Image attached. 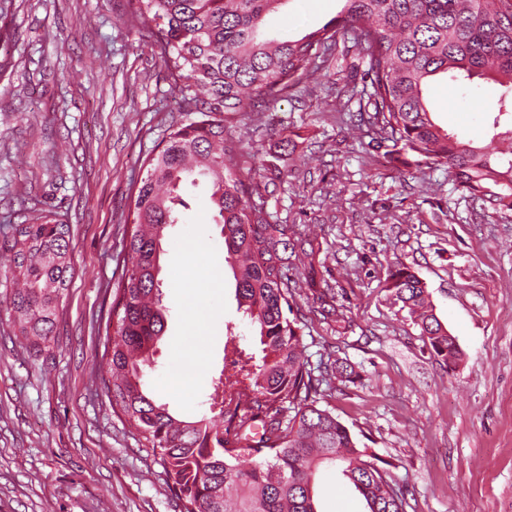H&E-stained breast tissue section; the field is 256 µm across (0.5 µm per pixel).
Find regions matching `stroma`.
<instances>
[{
	"mask_svg": "<svg viewBox=\"0 0 512 512\" xmlns=\"http://www.w3.org/2000/svg\"><path fill=\"white\" fill-rule=\"evenodd\" d=\"M341 0H288L268 17L282 37L336 17ZM361 75L329 69L312 92L247 108L233 134L244 152L277 156L281 176L268 210L304 224L321 247L320 279L335 289L351 327L336 332L315 294L296 295L310 365L342 358L362 375L321 385L320 408L359 447L393 462L410 492L405 512H512V215L455 190L444 170L395 161L354 139L336 112L344 85ZM484 79H435L436 122L487 145L493 115ZM181 96L128 0H14L0 17V248L35 209L70 227L73 279L48 347L16 334L0 304V512H180L158 457L114 413L103 385L106 324L123 271L130 194L179 111ZM294 151L282 155V139ZM189 207L170 226L161 256L166 331L147 387L176 415L207 413L224 343L255 346L235 300L224 239L205 185H186ZM403 265L424 280L461 358L433 357L385 288ZM199 378L171 386L183 357ZM319 512H366L334 469L316 481Z\"/></svg>",
	"mask_w": 512,
	"mask_h": 512,
	"instance_id": "obj_1",
	"label": "stroma"
}]
</instances>
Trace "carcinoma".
Segmentation results:
<instances>
[{
  "label": "carcinoma",
  "instance_id": "1",
  "mask_svg": "<svg viewBox=\"0 0 512 512\" xmlns=\"http://www.w3.org/2000/svg\"><path fill=\"white\" fill-rule=\"evenodd\" d=\"M284 0H132V18L151 28L174 81L184 83L183 107L202 119L172 126L131 196L123 273L115 289L114 333L104 355V385L112 408L139 432L145 451L160 458L182 512H318L316 474L340 466L369 512H404L405 486L381 459L357 446L349 429L316 406L323 381L360 378L336 360L320 371L301 350V318L293 312L299 263L304 284L317 287L320 247L302 224H273L268 196L251 200L253 181L272 170L259 153L233 145L230 124L251 104L275 101L344 54L351 43L368 83L351 128L360 137L393 143L416 165L442 168L468 197L512 211V142L503 155L462 142L437 125L425 87L436 76L486 79L505 88L495 112L512 115V0H344L341 12L299 39L261 36L268 14ZM207 179L224 261L236 280L239 307L258 332L263 356L235 342V357L213 379L208 413L183 420L145 385L166 327L160 256L168 227L187 208L182 189ZM69 226L33 210L12 226L16 287L5 293L19 336L46 347L74 269ZM393 303L420 329L430 353L444 363L460 355L436 315L423 282L405 267L391 269ZM318 313L345 334L350 324L333 288L318 293Z\"/></svg>",
  "mask_w": 512,
  "mask_h": 512
}]
</instances>
